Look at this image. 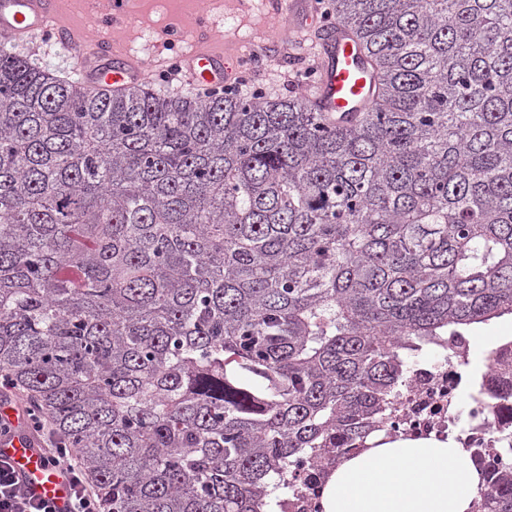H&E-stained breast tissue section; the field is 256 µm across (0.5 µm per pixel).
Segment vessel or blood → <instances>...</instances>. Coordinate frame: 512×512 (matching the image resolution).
Listing matches in <instances>:
<instances>
[{
  "label": "vessel or blood",
  "instance_id": "vessel-or-blood-1",
  "mask_svg": "<svg viewBox=\"0 0 512 512\" xmlns=\"http://www.w3.org/2000/svg\"><path fill=\"white\" fill-rule=\"evenodd\" d=\"M91 31L65 21L62 0H0V36L14 44L41 41L66 48L76 61L82 84L91 90L118 92L149 80L152 71L140 59L117 47L111 31L132 24V0H85ZM198 45L183 52L178 64L195 89L222 90L231 69L215 42L217 28L198 29ZM324 56L313 99L319 111L345 114L365 112L372 106L373 74L359 42L343 28L327 32ZM0 453L8 456L21 488L28 494L64 506L66 478L20 430L0 437Z\"/></svg>",
  "mask_w": 512,
  "mask_h": 512
}]
</instances>
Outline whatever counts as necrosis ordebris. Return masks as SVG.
<instances>
[{
  "label": "necrosis or debris",
  "mask_w": 512,
  "mask_h": 512,
  "mask_svg": "<svg viewBox=\"0 0 512 512\" xmlns=\"http://www.w3.org/2000/svg\"><path fill=\"white\" fill-rule=\"evenodd\" d=\"M469 373L440 357L420 361L407 389L393 406L382 429L385 437L453 439L463 448H485L490 431L512 432V403L490 408L466 394ZM297 480L275 495L276 512H324L323 491L336 469L332 457L293 460Z\"/></svg>",
  "instance_id": "necrosis-or-debris-1"
}]
</instances>
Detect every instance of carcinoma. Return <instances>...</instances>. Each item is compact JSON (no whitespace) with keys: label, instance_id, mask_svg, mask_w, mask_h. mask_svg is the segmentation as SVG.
<instances>
[{"label":"carcinoma","instance_id":"1","mask_svg":"<svg viewBox=\"0 0 512 512\" xmlns=\"http://www.w3.org/2000/svg\"><path fill=\"white\" fill-rule=\"evenodd\" d=\"M375 107L90 94L0 41V372L105 512H272L512 315V0H328ZM469 512H512V435Z\"/></svg>","mask_w":512,"mask_h":512}]
</instances>
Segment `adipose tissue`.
<instances>
[{"label":"adipose tissue","mask_w":512,"mask_h":512,"mask_svg":"<svg viewBox=\"0 0 512 512\" xmlns=\"http://www.w3.org/2000/svg\"><path fill=\"white\" fill-rule=\"evenodd\" d=\"M479 478L454 441L396 439L344 461L325 512H469Z\"/></svg>","instance_id":"obj_1"}]
</instances>
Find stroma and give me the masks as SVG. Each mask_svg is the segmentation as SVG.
<instances>
[{
  "instance_id": "35a3bbf8",
  "label": "stroma",
  "mask_w": 512,
  "mask_h": 512,
  "mask_svg": "<svg viewBox=\"0 0 512 512\" xmlns=\"http://www.w3.org/2000/svg\"><path fill=\"white\" fill-rule=\"evenodd\" d=\"M276 2L206 0L204 11L223 26L226 58L240 59L246 50H256L262 55V65L248 79L249 89L273 98L305 95L312 89L310 78L319 64L320 29L290 24L287 17L280 15ZM135 10L134 28L114 29L112 36L118 45L147 62L172 57L174 45L166 41L165 32L176 17H183L186 27L196 25L193 12L181 11L178 0H137ZM469 334L471 367L479 371L492 341L512 339V316L475 325Z\"/></svg>"
}]
</instances>
